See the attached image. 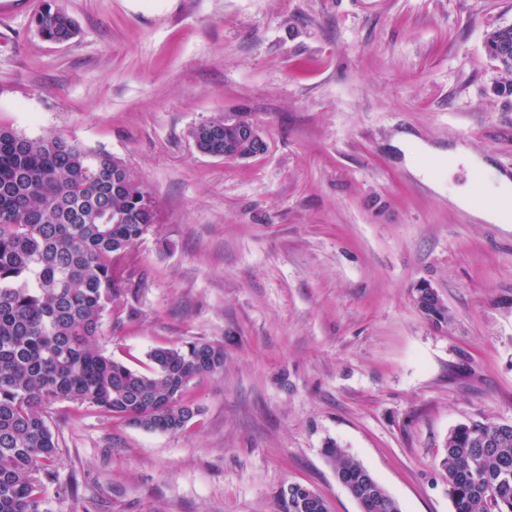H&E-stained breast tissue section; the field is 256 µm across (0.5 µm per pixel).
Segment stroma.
Returning <instances> with one entry per match:
<instances>
[{
	"mask_svg": "<svg viewBox=\"0 0 512 512\" xmlns=\"http://www.w3.org/2000/svg\"><path fill=\"white\" fill-rule=\"evenodd\" d=\"M43 2L0 0V126L105 148L158 211L98 343L137 368L205 341L224 368L190 384L201 413L177 433L54 405L42 512H287L293 483L361 512L333 444L402 512H453L449 432L512 423V224L414 169L461 144L512 173V96L484 47L512 0H55L68 45L37 35ZM228 114L265 154L196 150ZM423 282L446 323L414 306ZM473 193V186L469 185L465 189L448 194V198L459 207L470 211L475 217L487 222L488 224H512V213L495 206H485L474 210L471 208L470 201Z\"/></svg>",
	"mask_w": 512,
	"mask_h": 512,
	"instance_id": "obj_1",
	"label": "stroma"
}]
</instances>
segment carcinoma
<instances>
[{"instance_id": "obj_1", "label": "carcinoma", "mask_w": 512, "mask_h": 512, "mask_svg": "<svg viewBox=\"0 0 512 512\" xmlns=\"http://www.w3.org/2000/svg\"><path fill=\"white\" fill-rule=\"evenodd\" d=\"M38 35L69 44L75 21L49 0L33 17ZM512 94V25L485 40ZM200 149L224 155V119L197 126ZM158 223L150 194L125 163L55 134L30 138L0 126V512H41L60 454L48 409L95 407L147 431L174 433L200 414L190 384L224 367L208 342L160 345L139 370L99 349L104 313L126 310L138 283L124 266ZM325 455L366 512H401L398 502L344 449ZM453 512H512V427L483 418L448 434L440 462ZM288 512H329L301 484Z\"/></svg>"}]
</instances>
